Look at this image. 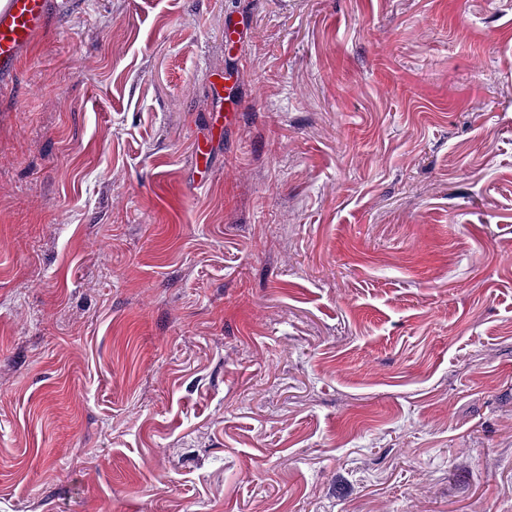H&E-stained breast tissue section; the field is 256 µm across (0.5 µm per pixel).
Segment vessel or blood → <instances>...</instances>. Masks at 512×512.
<instances>
[{
    "mask_svg": "<svg viewBox=\"0 0 512 512\" xmlns=\"http://www.w3.org/2000/svg\"><path fill=\"white\" fill-rule=\"evenodd\" d=\"M50 0H7L0 9V75L13 71L21 52L45 26Z\"/></svg>",
    "mask_w": 512,
    "mask_h": 512,
    "instance_id": "b4317fda",
    "label": "vessel or blood"
}]
</instances>
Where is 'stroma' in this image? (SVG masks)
<instances>
[{
    "instance_id": "stroma-1",
    "label": "stroma",
    "mask_w": 512,
    "mask_h": 512,
    "mask_svg": "<svg viewBox=\"0 0 512 512\" xmlns=\"http://www.w3.org/2000/svg\"><path fill=\"white\" fill-rule=\"evenodd\" d=\"M72 2L0 79V512H512V0Z\"/></svg>"
}]
</instances>
